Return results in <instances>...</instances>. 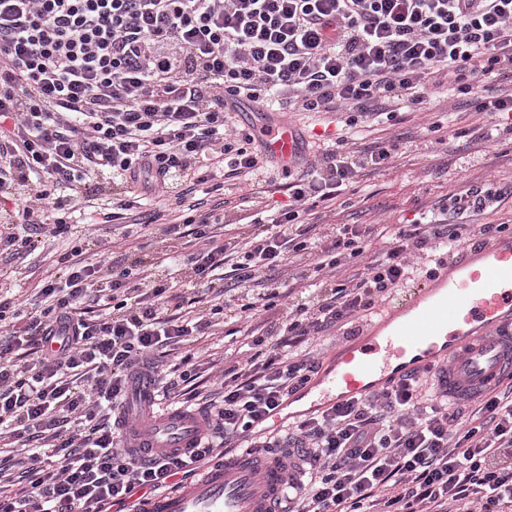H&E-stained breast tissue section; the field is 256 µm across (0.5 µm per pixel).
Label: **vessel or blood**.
I'll return each instance as SVG.
<instances>
[{"label":"vessel or blood","instance_id":"obj_1","mask_svg":"<svg viewBox=\"0 0 512 512\" xmlns=\"http://www.w3.org/2000/svg\"><path fill=\"white\" fill-rule=\"evenodd\" d=\"M268 157L292 168L302 155L298 126L275 116L261 135ZM454 274L436 299L399 300L408 316L384 331L389 311L370 320L365 332L346 346L335 370L313 394L333 405L396 386L413 371L430 369L439 386L452 395L476 397L512 376V237L463 250L452 261ZM136 408L155 398L152 379L132 383ZM138 455L190 452L209 425L200 412L171 411L136 424ZM299 474L284 469L263 448H244L213 465L182 489L164 490L142 503L143 512H291Z\"/></svg>","mask_w":512,"mask_h":512}]
</instances>
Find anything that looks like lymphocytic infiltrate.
Segmentation results:
<instances>
[{
	"mask_svg": "<svg viewBox=\"0 0 512 512\" xmlns=\"http://www.w3.org/2000/svg\"><path fill=\"white\" fill-rule=\"evenodd\" d=\"M464 79L488 85L475 101L486 122L472 138L512 134V0H0V283L39 236L95 243L61 218L81 210L99 174L112 176L105 233L130 237L128 213L166 193L182 220L147 210L139 226L191 238L184 286L213 285L229 269L236 312L291 308L273 329L249 333L244 363L220 369L204 392L196 344L227 308L215 288L209 311L171 294L159 263L137 272L62 257L60 276L29 299L0 296V512H126L137 493L187 480L223 458L232 441L301 448L309 479L296 512H512V384L459 401L416 372L378 395L332 405L282 432L263 431L318 374L311 343L355 333L379 300L432 277L442 251L512 231L462 223L507 197L489 184L450 195L412 224H331L313 235L305 215L338 197L361 170L390 166L395 148L355 149L351 137L296 173L286 203L254 218L248 238L224 234V218L191 200L196 186L270 175L254 134L233 110L277 95L292 112H342L346 127L393 116L434 89ZM66 185L68 201L53 186ZM386 247L363 271L332 281L375 236ZM427 265L414 266V255ZM311 260L292 272L295 257ZM290 272L281 291L261 273ZM180 351L169 377L156 357ZM149 373L166 399L205 411L214 430L188 456L139 459L114 422L135 376Z\"/></svg>",
	"mask_w": 512,
	"mask_h": 512,
	"instance_id": "1",
	"label": "lymphocytic infiltrate"
}]
</instances>
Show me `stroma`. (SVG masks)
<instances>
[{
	"instance_id": "1",
	"label": "stroma",
	"mask_w": 512,
	"mask_h": 512,
	"mask_svg": "<svg viewBox=\"0 0 512 512\" xmlns=\"http://www.w3.org/2000/svg\"><path fill=\"white\" fill-rule=\"evenodd\" d=\"M468 101L465 94L449 100L435 92L418 108L398 110L394 118L378 124H359L358 145L396 141L398 149L391 166L363 171L357 183L343 191L338 203L314 208L311 223L410 224L424 209L462 188L491 182L512 184V140L476 142L467 137L466 129L483 121ZM275 176V185L267 189L246 185L240 194L228 195L223 209L230 233L251 230L256 212L253 200H284L288 173L279 169ZM165 246L162 234L135 232L102 250L89 247L84 259L89 264L102 260L124 268L150 261Z\"/></svg>"
}]
</instances>
